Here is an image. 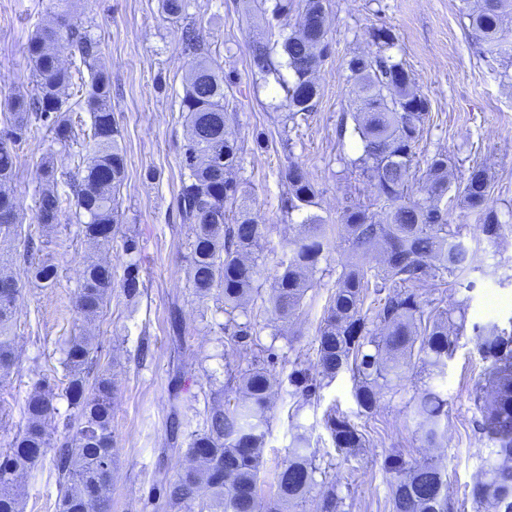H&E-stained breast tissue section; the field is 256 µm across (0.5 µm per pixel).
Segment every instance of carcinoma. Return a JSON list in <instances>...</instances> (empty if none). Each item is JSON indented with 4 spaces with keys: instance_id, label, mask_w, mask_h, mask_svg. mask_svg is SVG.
Instances as JSON below:
<instances>
[{
    "instance_id": "carcinoma-1",
    "label": "carcinoma",
    "mask_w": 512,
    "mask_h": 512,
    "mask_svg": "<svg viewBox=\"0 0 512 512\" xmlns=\"http://www.w3.org/2000/svg\"><path fill=\"white\" fill-rule=\"evenodd\" d=\"M265 12L276 22L279 39H258L251 47L255 73L270 74L284 93L289 119L305 120L320 96L314 74L330 56L332 45L326 23L324 0H263ZM469 28L479 42L483 57H505L512 63V0H475L467 13ZM381 48L396 45L389 28L370 32ZM184 51L192 60L180 109L185 113L187 136L181 150L179 210L192 227L189 283L198 301L213 292L224 302L222 324L225 343L248 351L246 366L227 369L225 388L240 397L224 404L207 405L202 429L191 433L187 453L193 466L184 469L170 484L168 503L173 509L194 505L199 512H296L311 491L320 488L321 512H337L342 498L336 485L327 481L329 466L322 465L318 450L303 433L292 444L277 476V493L266 501L259 495L265 462L261 448L268 429L277 379L265 367L266 349L258 340L249 302L261 296L262 270L257 253L269 227L251 213L250 199L239 177L242 148L226 133L230 118L224 92V72L210 57L195 31L183 38ZM66 43L90 71L84 100L91 114L89 154L67 168L49 156L41 160L38 175L42 189L35 201L34 222L51 231L60 216L76 207L85 217L81 232L88 247L97 250L112 242L117 224V200L127 173L120 130L112 112V79L104 61L100 40L73 22L57 15L54 23L37 29L27 43L34 88L29 95L5 100L4 127L0 130V237L21 240L24 256L40 250L33 230L14 204L9 184L18 176L16 147L28 135L47 129L65 148L79 140V132L66 115L65 91L72 85L71 69L57 52ZM281 61H273L275 48ZM287 69L292 80L280 77ZM353 81L355 111L343 114L338 140L347 132V120L361 143V154L349 162L374 193V202L385 210V220L375 219L372 204L349 205L341 219V231L352 260L336 280L316 337V372L295 357L288 376V395L296 406L312 403L322 381L349 371L358 414L373 415L385 391L395 394L402 382L420 368L442 374L464 333L465 315L454 317L442 306L438 291L446 278H460L478 268L477 250L448 224L451 191L448 155L436 153L422 171V197L412 199L408 189L416 175V145L428 118L430 102L419 89L413 72L391 55L355 54L347 61ZM288 191L281 199L286 214L315 204L314 183L294 161L281 173ZM491 179L486 168L468 171L453 200L479 215L478 228L488 242H497L509 231L497 212L487 207ZM328 247L324 221L309 215L298 234L275 260L265 311L268 326L280 335L278 324L288 322L301 310L310 288L309 273ZM130 261L120 278L123 295L133 300L143 288L137 243L124 240ZM0 264V378L15 364L11 330L15 323L19 285ZM30 278L44 287L58 279V266L42 259L28 267ZM115 272L112 265L89 259L76 294V307L85 322H92L112 296ZM387 295H382V292ZM481 359L487 362L490 392L476 395L482 414L477 433L486 456L473 486L476 512H512V332L495 323L474 326ZM68 373L65 388L72 413L59 443L51 441L46 420L55 412V394L45 380L37 381L25 400L26 424L0 450V512H21L16 494L18 478L54 449L60 496L56 512H95L94 504L111 506L116 461L112 452V395L110 370L98 367L92 336H80L63 349ZM412 420L422 448L442 445L448 426V402L428 388L414 397ZM325 429L336 450L345 455L366 447L361 427L336 408L323 415ZM389 475L391 512H452L448 475L438 462L427 458L409 463L402 454L383 460ZM323 474L321 481L316 473Z\"/></svg>"
}]
</instances>
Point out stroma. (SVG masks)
Instances as JSON below:
<instances>
[{
	"instance_id": "obj_1",
	"label": "stroma",
	"mask_w": 512,
	"mask_h": 512,
	"mask_svg": "<svg viewBox=\"0 0 512 512\" xmlns=\"http://www.w3.org/2000/svg\"><path fill=\"white\" fill-rule=\"evenodd\" d=\"M332 54L316 75L317 106L307 119L292 123L279 103L284 93L274 79L250 68L253 36L268 27L256 0H188L185 13L169 18L160 0H0V103L33 88L26 45L37 27L68 13L99 39L112 72V111L121 129L127 177L120 190L119 230L98 257L123 272L129 257L126 237L138 242L140 275L145 288L127 301L120 288L94 322H84L75 292L89 250L73 212H66L48 244L34 260L50 255L59 266L55 286L31 282L19 242L0 241V254L13 256L10 270L20 285L13 327L15 366L0 380V448L25 423L23 405L36 375L55 393L56 412L45 427L60 437L70 413L64 396L62 366L65 342L86 332L94 336L100 366L110 368L114 456L112 512H171L166 489L190 464L185 421L202 411L206 395L225 399V368L239 363V352L224 345L219 326L224 314L215 300L199 303L188 283L191 230L177 205L179 154L184 142L180 101L190 62L182 47V30L193 26L231 83L226 90L234 118L227 126L243 148L240 173L252 195L256 220L269 225L263 257L282 255L307 215L327 226L329 246L311 273L304 305L280 336L267 329L268 316L255 322L260 340L272 352L270 370L287 381L296 352L316 355V331L336 279L349 261L337 227L348 203L350 172L345 163L360 154L353 136L338 138L336 127L350 103L346 62L355 54H373L372 29L396 34L392 55L416 77L430 101V118L417 149L419 161L447 154L456 178L471 166L484 165L491 176L488 205L499 216L512 207V66L483 59L469 35L467 0H325ZM21 169L12 194L26 217L34 215L40 183L36 166L46 155L73 164L83 147L63 148L52 133L21 142ZM297 161L317 190L313 206L285 214L280 199L287 186L280 178L289 161ZM478 270L446 286L448 308L464 306L468 325L444 375L414 373L405 391L383 394L374 415H359L350 373L323 382L317 403L296 407L280 388L269 411L264 448L262 497L276 490L277 474L295 433H305L312 447L331 460V478L345 512H389L385 454L399 450L406 460L435 454L448 470L453 512H474L472 488L485 449L476 434L481 415L473 403L485 387L484 363L473 340L472 325L497 324L512 329V236L481 242ZM180 320L182 334L171 323ZM431 388L448 400L447 435L435 451L420 447L411 419V398ZM338 407L365 431L368 443L355 456L336 452L323 425V414ZM23 512H55L59 486L51 457H44L19 478Z\"/></svg>"
}]
</instances>
